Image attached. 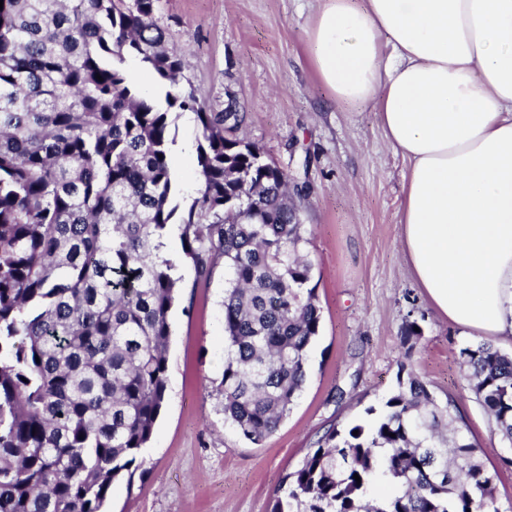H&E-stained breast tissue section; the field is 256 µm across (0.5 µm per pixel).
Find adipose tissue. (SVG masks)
<instances>
[{
  "label": "adipose tissue",
  "instance_id": "1",
  "mask_svg": "<svg viewBox=\"0 0 512 512\" xmlns=\"http://www.w3.org/2000/svg\"><path fill=\"white\" fill-rule=\"evenodd\" d=\"M307 41L409 163L402 248L435 311L512 341V0H323Z\"/></svg>",
  "mask_w": 512,
  "mask_h": 512
}]
</instances>
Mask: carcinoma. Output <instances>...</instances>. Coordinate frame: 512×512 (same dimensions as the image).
Segmentation results:
<instances>
[{"label": "carcinoma", "mask_w": 512, "mask_h": 512, "mask_svg": "<svg viewBox=\"0 0 512 512\" xmlns=\"http://www.w3.org/2000/svg\"><path fill=\"white\" fill-rule=\"evenodd\" d=\"M159 0H3L0 9V512H106L132 478L167 391L178 223L200 280L224 289V420L257 445L308 378L322 309L300 253L305 183L199 104ZM147 66L164 101L125 63ZM101 79H96V76ZM196 114L198 196L175 201L171 109ZM512 449V354L459 348ZM370 427L328 429L270 512H502L455 401L400 365ZM360 480H355L354 476ZM390 490L376 496V477Z\"/></svg>", "instance_id": "obj_1"}]
</instances>
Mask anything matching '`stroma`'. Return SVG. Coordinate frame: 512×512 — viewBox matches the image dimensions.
Listing matches in <instances>:
<instances>
[{
    "label": "stroma",
    "instance_id": "obj_1",
    "mask_svg": "<svg viewBox=\"0 0 512 512\" xmlns=\"http://www.w3.org/2000/svg\"><path fill=\"white\" fill-rule=\"evenodd\" d=\"M321 0H160L156 19L189 62L199 102L219 111L236 97L243 135L307 182L304 255L322 308L309 349L311 374L278 430L261 444L226 423L224 268L198 280L183 259L179 225L164 252L177 259L179 299L170 313L166 400L132 481L114 484L108 512H268L284 476L332 427L370 424L366 410L397 386L407 365L439 399L453 398L512 512V467L489 417L469 390L458 352L466 338L441 319L414 280L400 244L408 162L388 145L373 106L332 105L310 58L308 26ZM171 163L182 205L197 195V120L178 113ZM421 338L406 347L402 328Z\"/></svg>",
    "mask_w": 512,
    "mask_h": 512
}]
</instances>
